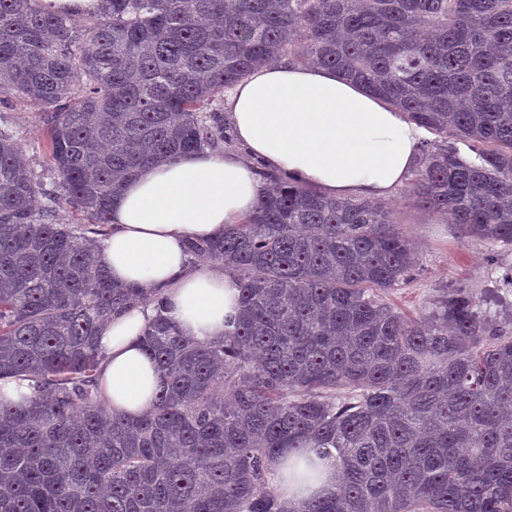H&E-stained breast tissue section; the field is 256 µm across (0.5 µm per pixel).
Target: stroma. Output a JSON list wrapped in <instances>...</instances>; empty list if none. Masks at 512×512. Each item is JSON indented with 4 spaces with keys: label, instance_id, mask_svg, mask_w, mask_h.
<instances>
[{
    "label": "stroma",
    "instance_id": "1",
    "mask_svg": "<svg viewBox=\"0 0 512 512\" xmlns=\"http://www.w3.org/2000/svg\"><path fill=\"white\" fill-rule=\"evenodd\" d=\"M0 128L17 135L28 169L42 175L46 190H55L57 176L44 167L40 107L12 98L0 100ZM388 205L401 230L417 246L411 280L387 296L399 311L409 316L420 314L432 302L437 288L447 284L467 287L483 298L482 310L493 319L512 305V290L501 291L499 301L485 299L488 289L495 285L498 268L512 265V250L504 251L484 240L464 236L446 215L421 207L410 185L397 189Z\"/></svg>",
    "mask_w": 512,
    "mask_h": 512
}]
</instances>
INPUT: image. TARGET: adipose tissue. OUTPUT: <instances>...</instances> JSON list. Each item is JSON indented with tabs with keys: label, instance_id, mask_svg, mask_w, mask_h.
Wrapping results in <instances>:
<instances>
[{
	"label": "adipose tissue",
	"instance_id": "adipose-tissue-1",
	"mask_svg": "<svg viewBox=\"0 0 512 512\" xmlns=\"http://www.w3.org/2000/svg\"><path fill=\"white\" fill-rule=\"evenodd\" d=\"M226 106L237 142L261 169L233 151L185 154L150 167L126 184L96 253L114 282L160 294L165 316L197 340H223L240 289L233 270L192 265L187 240L219 236L249 215L268 188V173L288 172L326 197L388 200L418 166L428 138L407 113L359 83L287 58L254 69ZM155 314L154 305L135 307L100 333V386L112 414L150 413L166 385L142 344ZM271 469L283 499L297 507L336 483L335 465L322 460L300 461V473H321L302 490L290 488L281 460Z\"/></svg>",
	"mask_w": 512,
	"mask_h": 512
}]
</instances>
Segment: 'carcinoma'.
<instances>
[{"mask_svg": "<svg viewBox=\"0 0 512 512\" xmlns=\"http://www.w3.org/2000/svg\"><path fill=\"white\" fill-rule=\"evenodd\" d=\"M83 25L0 0V95L44 109L57 192L0 128V512H292L270 461L310 449L336 490L303 512H512V321L463 286L408 319L383 295L415 247L381 203L314 195L288 173L196 261L233 269L240 315L218 343L181 335L163 298L94 253L124 184L224 142V94L284 57L332 68L440 141L418 203L512 246V0H106ZM472 156H461L456 143ZM67 205L85 224L61 222ZM153 303L143 344L167 386L109 414L101 326ZM0 384L5 397L15 403L27 404L34 399L33 382L30 380L5 379Z\"/></svg>", "mask_w": 512, "mask_h": 512, "instance_id": "cac0c4a2", "label": "carcinoma"}]
</instances>
